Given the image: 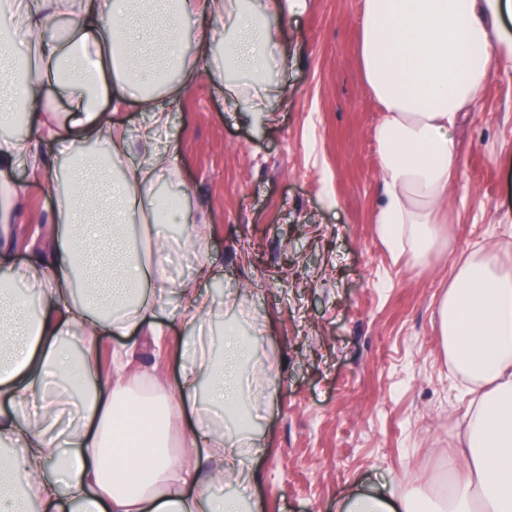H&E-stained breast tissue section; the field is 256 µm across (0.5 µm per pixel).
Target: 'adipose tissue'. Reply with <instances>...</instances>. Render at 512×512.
<instances>
[{
	"instance_id": "ef3b65f1",
	"label": "adipose tissue",
	"mask_w": 512,
	"mask_h": 512,
	"mask_svg": "<svg viewBox=\"0 0 512 512\" xmlns=\"http://www.w3.org/2000/svg\"><path fill=\"white\" fill-rule=\"evenodd\" d=\"M307 0H0V34L25 32L6 65L28 62L0 85V512H244L218 484L256 475L246 430L217 431L209 409L244 407L241 365L254 350L234 327L214 337L211 319L238 296L215 300L199 283L212 262L199 222L186 209L167 221L185 227L199 258L194 277L175 280L152 233L159 178L177 179L158 151L171 114L157 85L179 97L206 77L228 112L270 122L276 107L261 92L270 59L288 64L284 30ZM202 20L192 52L185 19ZM226 20L224 31L213 24ZM64 31L46 35L52 22ZM365 87L383 116L375 126L382 186L373 222L394 259L427 266L442 245L448 192L458 177L455 134L493 69L512 70V0H363L357 49ZM68 104L49 107L48 94ZM148 113L132 127L128 108ZM134 165H126L128 156ZM26 168L56 203L36 224L35 246L16 260L10 235ZM512 245H484L459 258L441 296L437 323L453 377L470 397L452 480L444 499L422 487L387 496L354 489L340 512H512ZM178 298L194 332L181 351L176 398H130L128 361L104 368L105 337L145 330L163 338L157 309ZM190 404L196 423L184 457L173 456L155 422L172 401Z\"/></svg>"
}]
</instances>
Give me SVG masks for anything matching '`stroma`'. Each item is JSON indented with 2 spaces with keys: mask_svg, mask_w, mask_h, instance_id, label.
Returning <instances> with one entry per match:
<instances>
[{
  "mask_svg": "<svg viewBox=\"0 0 512 512\" xmlns=\"http://www.w3.org/2000/svg\"><path fill=\"white\" fill-rule=\"evenodd\" d=\"M362 3L309 0L289 19L295 64L269 67L265 82L269 95L288 94L272 123L225 111L203 81L162 102L172 123L159 147L181 178L159 188L207 222L213 275L200 288L238 291L223 322L256 337L258 361L274 365L270 385L252 392L260 512H337L354 486L404 475L442 485L468 398L448 372L437 305L455 256L512 240V73L495 71L456 135L447 250L415 268L380 241L381 112L358 65ZM15 181L22 247L54 200L26 170ZM174 309L171 298L160 307L162 342L111 337L103 362L136 345L142 369H165L175 387L191 330Z\"/></svg>",
  "mask_w": 512,
  "mask_h": 512,
  "instance_id": "obj_1",
  "label": "stroma"
}]
</instances>
